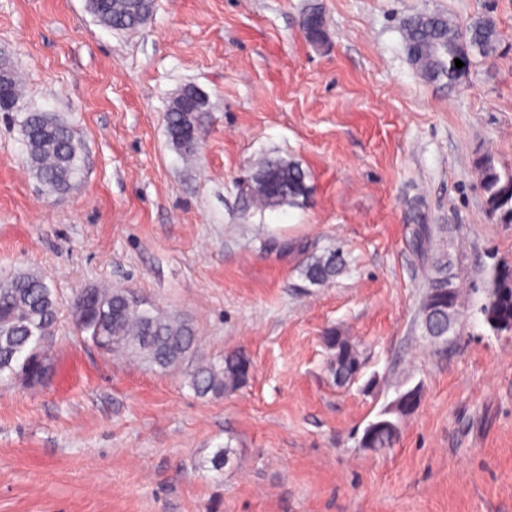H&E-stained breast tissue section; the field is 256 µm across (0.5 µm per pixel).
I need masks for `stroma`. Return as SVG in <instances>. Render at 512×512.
Listing matches in <instances>:
<instances>
[{"mask_svg":"<svg viewBox=\"0 0 512 512\" xmlns=\"http://www.w3.org/2000/svg\"><path fill=\"white\" fill-rule=\"evenodd\" d=\"M312 1L319 48L300 29ZM417 13L492 16L496 59L425 80L402 34ZM0 54L24 109L64 117L85 151L81 178L49 193L0 113V280L40 274L63 305L47 382L0 378V512H512V333L479 312L512 224L487 214L473 165L512 167V0H155L133 33L86 0H0ZM187 85L208 99L191 157L165 121ZM267 154L308 173L304 205L247 202ZM336 250L331 283L301 278ZM443 254L461 319L436 349L420 307ZM93 285L185 317L197 358L245 350L246 385L200 398L187 367L101 354L67 311ZM330 330L364 362L343 386ZM413 386L394 447H360ZM345 266L339 252L308 257L300 267L301 277L313 286H322L332 281Z\"/></svg>","mask_w":512,"mask_h":512,"instance_id":"35a3bbf8","label":"stroma"}]
</instances>
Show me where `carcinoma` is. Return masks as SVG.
Here are the masks:
<instances>
[{"mask_svg": "<svg viewBox=\"0 0 512 512\" xmlns=\"http://www.w3.org/2000/svg\"><path fill=\"white\" fill-rule=\"evenodd\" d=\"M86 7L103 27L134 31L151 15L154 0H87ZM301 28L308 38L325 39L321 8L315 4L305 9ZM404 40L410 63L427 80L459 82L468 73L472 59L497 56L501 36L490 16L474 19L460 29L443 15H416L404 23ZM464 66L455 67V59ZM7 102L20 110V92L15 70H10L9 85L0 89ZM20 126L27 146L29 169L50 192L65 193L83 171V150L67 121L52 112H24ZM166 127L172 144L183 154L195 153L198 133L194 115L180 111L174 102L166 113ZM479 175L484 204L488 213L502 224H512V169L498 167L493 157L481 155L474 161ZM308 174L301 165L279 154L263 157L245 188L256 206L267 209L304 204L310 194ZM345 266L338 252L308 257L300 267L301 277L313 286L332 281ZM96 307L75 324L76 330L93 343L98 336L111 338V352L125 353L161 371L187 361L195 351L196 336L190 323L178 315L154 307L136 308L127 304L129 292L122 289H95ZM426 296L430 307L422 312V328L433 343L448 341V333L459 319V290L448 273V261H438L435 276L429 281ZM59 303L38 274H19L0 282V376L23 369L36 378L40 374L32 350L39 339L53 336L59 316ZM484 323L496 333H512V265L497 264L488 282L486 300L479 308ZM333 351L331 370L344 382L357 378L363 360L356 347L331 331L324 336ZM252 362L243 350L224 354L219 362H198L188 372V383L200 397L221 398L244 386ZM420 400L417 386L395 398L382 418L363 430L360 445L374 451L394 446L402 421L414 413Z\"/></svg>", "mask_w": 512, "mask_h": 512, "instance_id": "obj_1", "label": "carcinoma"}]
</instances>
